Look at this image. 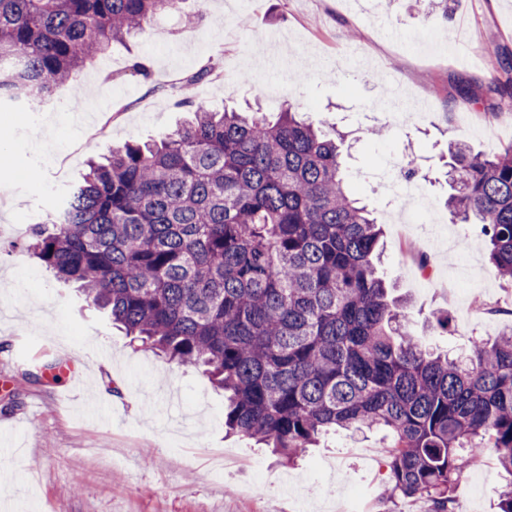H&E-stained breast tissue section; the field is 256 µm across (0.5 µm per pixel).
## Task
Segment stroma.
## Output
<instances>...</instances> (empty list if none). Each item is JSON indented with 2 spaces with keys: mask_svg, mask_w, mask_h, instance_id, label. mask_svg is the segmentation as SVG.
I'll list each match as a JSON object with an SVG mask.
<instances>
[{
  "mask_svg": "<svg viewBox=\"0 0 512 512\" xmlns=\"http://www.w3.org/2000/svg\"><path fill=\"white\" fill-rule=\"evenodd\" d=\"M287 56L298 72L282 69ZM211 58L220 72L196 104L275 112L288 102L345 133L349 187L374 211L379 269L407 300L412 333L460 354L512 329V284L489 262L481 225L457 223L445 206L449 143L483 153L512 143V99L487 92L512 61V0H448L444 15L414 0H187L79 72L80 108L63 91L36 111L0 104L11 169L0 176V512H427L424 499L389 496L384 432L341 429L296 462L277 461L225 430L224 394L202 369L140 347L25 250L30 225L89 159L183 120L159 90ZM137 61L147 75L132 73ZM245 71L255 74L247 84ZM393 85L425 105L408 122L389 110ZM410 156L435 223H402L405 200L379 183L387 159ZM102 345L109 358L95 356ZM62 359L79 369L27 379ZM504 483L484 454L454 484L458 512H498Z\"/></svg>",
  "mask_w": 512,
  "mask_h": 512,
  "instance_id": "35a3bbf8",
  "label": "stroma"
}]
</instances>
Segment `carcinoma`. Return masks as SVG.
I'll return each mask as SVG.
<instances>
[{"mask_svg": "<svg viewBox=\"0 0 512 512\" xmlns=\"http://www.w3.org/2000/svg\"><path fill=\"white\" fill-rule=\"evenodd\" d=\"M187 0H0V101L43 104L112 44ZM206 64L184 77L195 87ZM192 118L89 161L27 251L154 352L203 368L229 430L291 461L329 430L390 429V491L456 512L463 461L512 477V333L466 361L407 330L375 265L381 230L340 161L343 135L285 104ZM448 210L485 227L512 281V144L449 148Z\"/></svg>", "mask_w": 512, "mask_h": 512, "instance_id": "cac0c4a2", "label": "carcinoma"}]
</instances>
